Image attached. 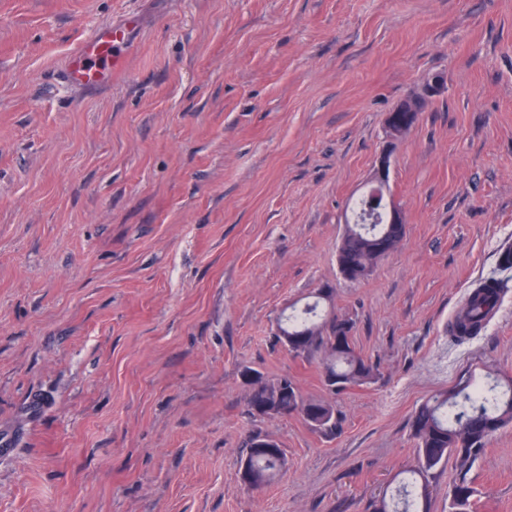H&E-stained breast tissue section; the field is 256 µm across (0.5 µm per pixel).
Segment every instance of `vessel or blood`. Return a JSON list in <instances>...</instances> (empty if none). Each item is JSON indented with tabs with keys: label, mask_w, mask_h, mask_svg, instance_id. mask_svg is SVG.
<instances>
[{
	"label": "vessel or blood",
	"mask_w": 512,
	"mask_h": 512,
	"mask_svg": "<svg viewBox=\"0 0 512 512\" xmlns=\"http://www.w3.org/2000/svg\"><path fill=\"white\" fill-rule=\"evenodd\" d=\"M127 66V28L103 25L75 45L64 70V79L76 88L97 90L108 87L113 75L126 70Z\"/></svg>",
	"instance_id": "1"
}]
</instances>
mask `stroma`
<instances>
[{"mask_svg":"<svg viewBox=\"0 0 512 512\" xmlns=\"http://www.w3.org/2000/svg\"><path fill=\"white\" fill-rule=\"evenodd\" d=\"M138 18L106 89L75 44ZM443 74L391 158L406 233L343 278L347 207L387 112ZM512 248V0H0V512H370L415 467L410 419L471 371L512 377V292L447 333ZM373 382L277 343L322 286ZM333 408L253 419L242 372ZM287 467L240 480L242 442ZM467 476L512 512V427ZM498 272L482 279L468 294L462 308L448 326L449 335L456 341L477 337L499 305L509 277L500 276L512 270V249L502 252ZM257 436H259V434H250L243 442V452H245V454L242 465L247 461L253 482L245 468L241 469V482L244 487L249 489L253 488V483L255 484V488L259 489L271 482L284 468L286 461L281 448H279L278 455L267 454L260 450L262 449L271 453L276 452L275 448H278L279 445L270 437L261 438V441L257 443L255 448L254 441Z\"/></svg>","mask_w":512,"mask_h":512,"instance_id":"35a3bbf8","label":"stroma"}]
</instances>
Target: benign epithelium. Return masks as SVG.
Instances as JSON below:
<instances>
[{
  "instance_id": "benign-epithelium-1",
  "label": "benign epithelium",
  "mask_w": 512,
  "mask_h": 512,
  "mask_svg": "<svg viewBox=\"0 0 512 512\" xmlns=\"http://www.w3.org/2000/svg\"><path fill=\"white\" fill-rule=\"evenodd\" d=\"M444 85L445 80L442 75L437 73L430 75L420 91L401 100L387 114L386 143L376 159L374 173L368 183L365 196L370 208L382 209L388 214L390 224L403 223L400 211L387 203L391 149L414 126L415 112L419 109L421 98L430 99L440 95Z\"/></svg>"
}]
</instances>
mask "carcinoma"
<instances>
[{
    "label": "carcinoma",
    "instance_id": "obj_1",
    "mask_svg": "<svg viewBox=\"0 0 512 512\" xmlns=\"http://www.w3.org/2000/svg\"><path fill=\"white\" fill-rule=\"evenodd\" d=\"M406 232L404 224H352L347 226L336 250L339 272L351 281H360L393 252ZM512 271V249L502 252L498 272L482 279L468 294L462 308L448 326L456 341L477 337L499 305L508 288ZM332 291L322 288L317 302L294 310L279 324L278 339L290 344L289 352L304 355L322 350L324 381L333 390L361 385L374 378V368L353 348L352 323L335 316L317 320L319 303H328ZM250 413L262 418L271 408L279 414L299 413L306 417L316 409L325 416L321 429H332L330 406L307 400L294 382L286 377L251 382L248 398ZM512 425V380L502 389L469 379L448 394L435 395L422 403L411 421L418 465L397 490L396 497H381L373 512H426L422 504L428 499L431 478L448 462L456 459L461 477L448 489V512H472L476 489L466 474L484 452L488 440L499 430ZM256 435L243 442L244 460L249 465L255 488L271 482L285 466L284 453L267 454L255 447Z\"/></svg>",
    "mask_w": 512,
    "mask_h": 512
}]
</instances>
